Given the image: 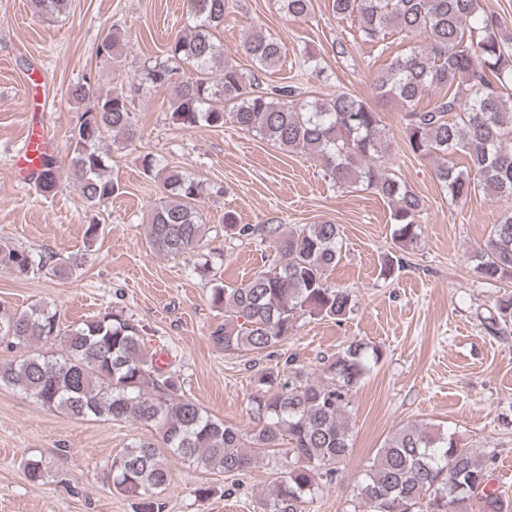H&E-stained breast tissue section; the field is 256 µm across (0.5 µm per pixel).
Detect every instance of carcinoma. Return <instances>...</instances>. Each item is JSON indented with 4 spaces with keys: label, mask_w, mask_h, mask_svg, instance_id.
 Here are the masks:
<instances>
[{
    "label": "carcinoma",
    "mask_w": 512,
    "mask_h": 512,
    "mask_svg": "<svg viewBox=\"0 0 512 512\" xmlns=\"http://www.w3.org/2000/svg\"><path fill=\"white\" fill-rule=\"evenodd\" d=\"M288 20L308 16L312 0H278ZM334 15L358 20L357 39L389 49L387 36L417 42L390 56L373 76L377 95L404 112L408 148L421 158L440 161L435 175L454 201L476 192L491 201L512 199V32L479 0H330ZM33 14L50 21L66 10L67 0H31ZM228 0H186L187 33L167 44L164 58L145 66L139 84L175 86L170 120L179 127L224 125L230 118L241 130L286 152L301 151L319 161L324 177L338 188L368 191L386 200L402 247L418 238L423 210L419 195L383 166L390 153L380 113L349 92L309 99L293 85L262 87L261 75L274 70L282 46L270 33L254 29L242 47L252 60L245 69L224 55L213 31L224 23ZM123 38L114 31L98 53L118 55ZM93 77L70 87L82 102ZM468 95H461L462 85ZM433 102L420 106L424 95ZM122 82L82 112L70 131L72 156L63 170L44 156L36 178L42 194L55 192L62 179L79 183L88 206L97 208L120 190L107 174V138L131 143L140 137ZM465 156L466 165L448 161ZM145 176L160 178L162 197L149 210L144 236L149 250L179 258L202 255L205 224L199 207L203 184L174 168L161 170L157 159H141ZM224 232L242 238L270 239L277 261L239 287L216 283L212 303L224 309V327L212 340L226 354L273 357V349L296 331L303 316L338 323L354 307L351 293L328 283V272L341 258L339 225L237 223L224 213ZM54 256L17 247L0 239V270L26 277L54 263ZM474 272L488 285L512 280V209L500 213L484 243L472 256ZM512 326V292L498 295L489 329ZM146 325L113 309L72 328H62L57 309L33 304L25 310L0 311V340L61 349L47 357L33 352L0 364V385L11 386L41 404L77 418H99L148 425L164 448L141 441L112 458V487L140 500L142 512H155L156 498L167 489L171 469L165 454L197 460L236 476L268 457L281 454L287 469L260 502L261 512H309L307 506L326 484L341 478L339 465L352 451V419L346 409L353 390L365 378L377 349L351 341L323 359L322 377L311 380L287 359L259 370L251 413L262 426L248 434L205 411L188 398L180 376L146 353ZM24 473L32 482L45 477L42 460L29 458ZM489 457L466 448L428 426L402 425L378 448L356 485L353 512H503L496 490H488Z\"/></svg>",
    "instance_id": "1"
}]
</instances>
